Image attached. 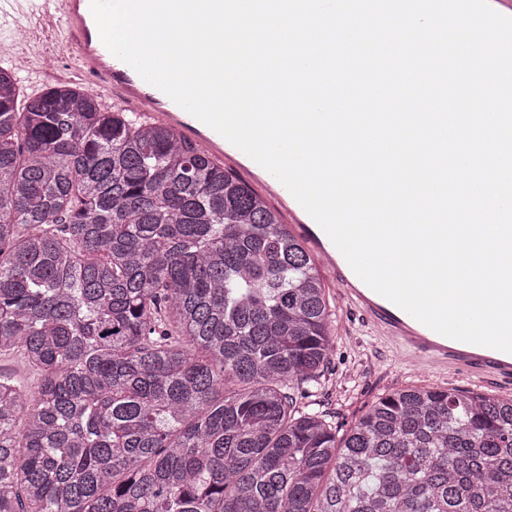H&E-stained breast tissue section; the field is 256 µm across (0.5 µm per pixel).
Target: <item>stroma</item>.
I'll list each match as a JSON object with an SVG mask.
<instances>
[{"label":"stroma","mask_w":512,"mask_h":512,"mask_svg":"<svg viewBox=\"0 0 512 512\" xmlns=\"http://www.w3.org/2000/svg\"><path fill=\"white\" fill-rule=\"evenodd\" d=\"M49 70L33 68L17 73L24 96L59 82L72 81L93 90L83 77L75 50L60 40L44 41ZM332 311L334 348L322 373L319 397L331 415L337 435H344L369 405L388 392L408 386L456 389L499 396L512 395V381L483 379L465 370H444L417 364L404 350L384 343L375 335L362 313L342 301L333 282H326Z\"/></svg>","instance_id":"35a3bbf8"}]
</instances>
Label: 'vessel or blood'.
I'll return each mask as SVG.
<instances>
[{"label":"vessel or blood","mask_w":512,"mask_h":512,"mask_svg":"<svg viewBox=\"0 0 512 512\" xmlns=\"http://www.w3.org/2000/svg\"><path fill=\"white\" fill-rule=\"evenodd\" d=\"M33 18L62 31L64 46L77 50L87 74L102 94L171 127L179 138L192 142L217 161L234 167L247 161V154L143 80L107 49L100 39L90 0H0V26L13 24L29 36L33 30L28 23ZM257 174L277 201L289 204V215L300 228L311 253L320 258L341 284L346 301L364 314L380 338L441 368L463 366L486 378L512 380V353L439 334L375 292L356 275L305 209L293 204L289 190L267 170L258 169Z\"/></svg>","instance_id":"vessel-or-blood-1"}]
</instances>
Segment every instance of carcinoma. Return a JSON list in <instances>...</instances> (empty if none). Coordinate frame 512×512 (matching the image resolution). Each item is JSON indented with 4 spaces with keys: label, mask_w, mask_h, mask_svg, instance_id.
I'll use <instances>...</instances> for the list:
<instances>
[{
    "label": "carcinoma",
    "mask_w": 512,
    "mask_h": 512,
    "mask_svg": "<svg viewBox=\"0 0 512 512\" xmlns=\"http://www.w3.org/2000/svg\"><path fill=\"white\" fill-rule=\"evenodd\" d=\"M0 69V512H512V396L397 389L336 440L321 271L167 126ZM0 372L10 374L22 386L33 388L37 385L39 377L26 367L18 355L0 356Z\"/></svg>",
    "instance_id": "obj_1"
}]
</instances>
